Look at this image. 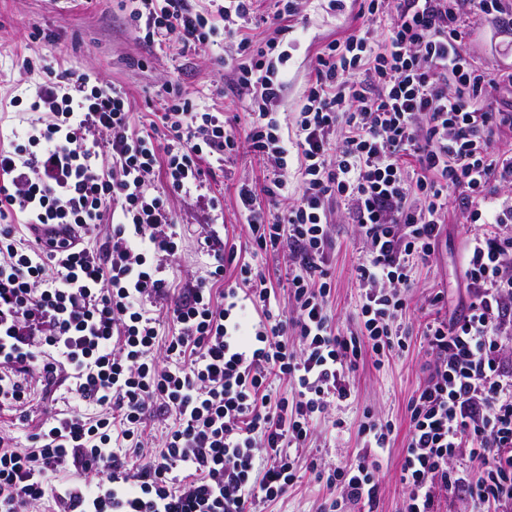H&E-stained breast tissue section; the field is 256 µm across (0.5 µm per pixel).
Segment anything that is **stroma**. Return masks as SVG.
I'll return each mask as SVG.
<instances>
[{
    "mask_svg": "<svg viewBox=\"0 0 512 512\" xmlns=\"http://www.w3.org/2000/svg\"><path fill=\"white\" fill-rule=\"evenodd\" d=\"M356 13L353 7L342 14L333 12L327 0H297V13L289 19L291 28L283 44L289 60L285 97L279 107L282 124H293L318 53L329 41L344 38L357 27ZM469 29V47L478 66L491 70L512 66V42L496 36L490 23L475 18ZM237 44V38L221 34L209 45L184 53L161 37L147 41L130 26L122 0H0V110L8 114L0 130L19 133L28 127L36 118L29 110L36 89L49 83L52 73L68 70L124 91L131 105L133 131L158 121L166 108L168 83L175 79L200 108L223 113L227 125L244 132L249 117L247 102L237 89ZM271 173L270 162L243 147L202 189L186 197H170L182 234V247L173 263L177 278L204 274L208 258L198 242L209 231L225 234L228 243L248 251L236 187L247 182L264 190ZM212 198L221 202L222 213L208 207ZM446 222L447 241L427 264L419 266L408 293L406 323L414 336L409 352L391 357L380 367L369 362L360 365L352 379L351 398L343 407L330 410L327 420L316 428L312 447L301 450L305 472L300 482L284 499L266 504L264 512H318L329 492L307 466L314 462L327 469L353 461L361 452L357 422L367 411L396 425L395 439L382 454L375 512H401L405 490L399 468L409 426L406 405L424 384L432 363L418 338L425 322L436 315V307L430 304L435 293H444L451 310L465 299L460 274L471 226L465 213L455 208ZM332 233L331 310L343 326L354 329L360 295L354 268L366 248L356 226L342 212L332 216ZM339 418L346 422L341 430L332 426Z\"/></svg>",
    "mask_w": 512,
    "mask_h": 512,
    "instance_id": "stroma-1",
    "label": "stroma"
}]
</instances>
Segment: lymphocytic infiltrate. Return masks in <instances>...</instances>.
Returning <instances> with one entry per match:
<instances>
[{"mask_svg":"<svg viewBox=\"0 0 512 512\" xmlns=\"http://www.w3.org/2000/svg\"><path fill=\"white\" fill-rule=\"evenodd\" d=\"M131 2L135 30L181 50L216 31L189 0ZM254 2L221 0L216 15L245 59V136L177 90L162 131L133 132L124 92L66 72L30 106L50 118L0 146V409L25 420L34 392L60 390L97 409L45 412L24 448L0 433V512H34L46 499L52 512H262L299 482L300 449L350 398L360 362L378 367L408 349L407 292L452 206L478 226L464 247L467 301L422 333L434 367L407 403L403 512H440L453 487L479 512H512V204L489 206L496 186H512V153L492 140L512 133V112L486 99L512 85V71L477 67L465 49L473 15L512 34V5L361 0L369 24L325 45L289 143L278 112L288 55L244 36ZM243 141L277 170L263 191L269 207L250 183L237 186L250 257L207 238L206 275L170 281L181 239L170 196L201 187L207 163ZM292 150L303 191L290 204ZM104 152L112 167L98 164ZM157 171L162 195L147 191ZM332 200L366 246L354 330L329 309ZM280 201L285 209L272 212ZM104 224L109 236L92 244ZM281 251L284 307L257 262ZM151 421L164 425L156 443L145 435ZM357 433L365 451L355 462L316 473L334 492L321 512L377 500L393 427L366 415ZM462 456L474 465L466 475L452 467Z\"/></svg>","mask_w":512,"mask_h":512,"instance_id":"obj_1","label":"lymphocytic infiltrate"}]
</instances>
